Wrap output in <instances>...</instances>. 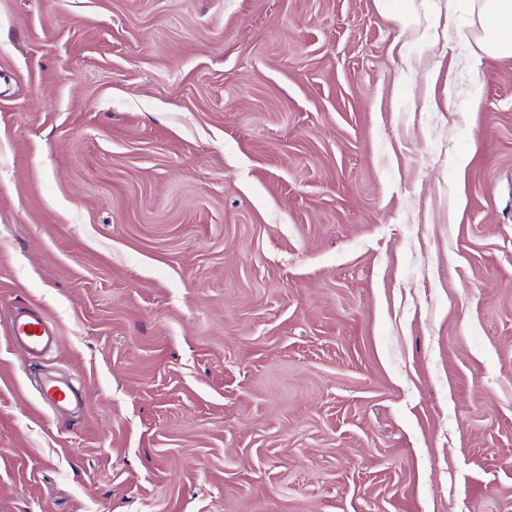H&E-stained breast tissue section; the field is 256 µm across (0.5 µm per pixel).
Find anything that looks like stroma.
Wrapping results in <instances>:
<instances>
[{
    "instance_id": "35a3bbf8",
    "label": "stroma",
    "mask_w": 512,
    "mask_h": 512,
    "mask_svg": "<svg viewBox=\"0 0 512 512\" xmlns=\"http://www.w3.org/2000/svg\"><path fill=\"white\" fill-rule=\"evenodd\" d=\"M403 4L0 0V512H512V57ZM55 336L54 329L43 314L21 311L11 321L9 341L39 353L46 349Z\"/></svg>"
}]
</instances>
